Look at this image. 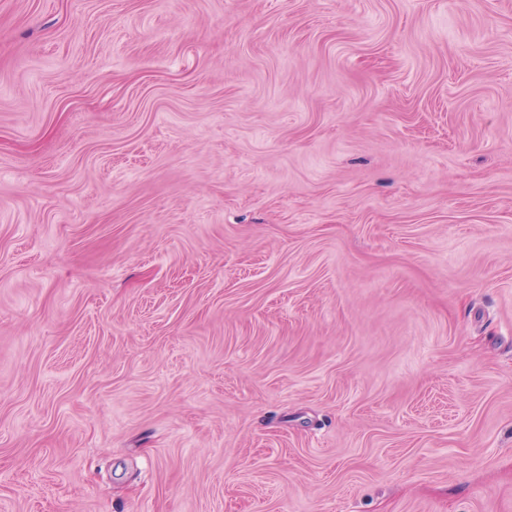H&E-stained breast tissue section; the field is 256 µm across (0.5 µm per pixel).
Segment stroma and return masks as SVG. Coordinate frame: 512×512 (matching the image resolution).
Returning <instances> with one entry per match:
<instances>
[{
  "label": "stroma",
  "mask_w": 512,
  "mask_h": 512,
  "mask_svg": "<svg viewBox=\"0 0 512 512\" xmlns=\"http://www.w3.org/2000/svg\"><path fill=\"white\" fill-rule=\"evenodd\" d=\"M0 512H512V0H0Z\"/></svg>",
  "instance_id": "1"
}]
</instances>
